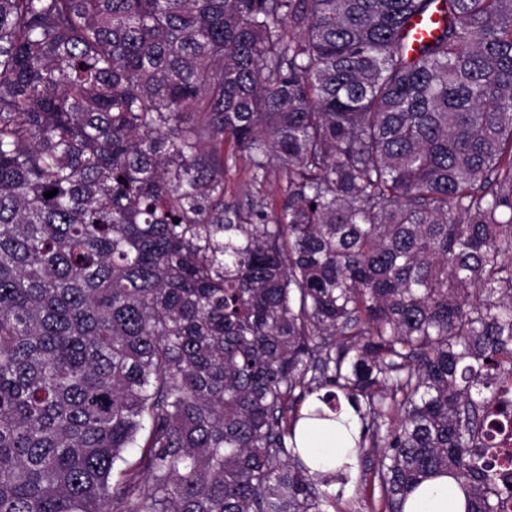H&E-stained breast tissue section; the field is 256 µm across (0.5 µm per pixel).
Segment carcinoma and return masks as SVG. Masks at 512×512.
<instances>
[{
	"mask_svg": "<svg viewBox=\"0 0 512 512\" xmlns=\"http://www.w3.org/2000/svg\"><path fill=\"white\" fill-rule=\"evenodd\" d=\"M433 2L0 0V512H342L344 401L512 512V0ZM232 165L225 179L226 198L238 200L243 206H246L248 197L243 193L248 180V166L239 157H236L235 163L229 161ZM343 423L336 421L301 420L295 431L297 448L303 460L313 471L327 474L344 470L352 476L356 458L352 453L353 440L350 433L358 434L359 422L354 411L345 404L341 414ZM348 466V467H347Z\"/></svg>",
	"mask_w": 512,
	"mask_h": 512,
	"instance_id": "carcinoma-1",
	"label": "carcinoma"
}]
</instances>
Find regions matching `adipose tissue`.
<instances>
[{
	"instance_id": "ef3b65f1",
	"label": "adipose tissue",
	"mask_w": 512,
	"mask_h": 512,
	"mask_svg": "<svg viewBox=\"0 0 512 512\" xmlns=\"http://www.w3.org/2000/svg\"><path fill=\"white\" fill-rule=\"evenodd\" d=\"M359 422L351 408L340 421L303 420L295 431L296 445L312 470L326 474L355 468L352 433ZM404 512H465L464 495L454 479L441 476L421 484L408 498Z\"/></svg>"
}]
</instances>
